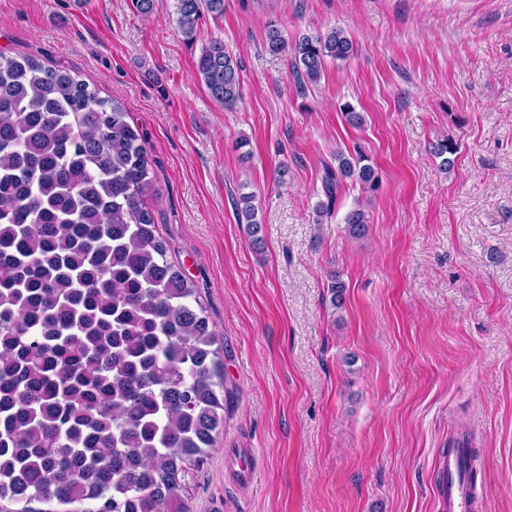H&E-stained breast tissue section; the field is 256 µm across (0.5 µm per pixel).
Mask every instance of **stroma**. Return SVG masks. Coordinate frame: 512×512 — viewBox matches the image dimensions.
<instances>
[{
	"instance_id": "obj_1",
	"label": "stroma",
	"mask_w": 512,
	"mask_h": 512,
	"mask_svg": "<svg viewBox=\"0 0 512 512\" xmlns=\"http://www.w3.org/2000/svg\"><path fill=\"white\" fill-rule=\"evenodd\" d=\"M273 21L290 41L340 27L354 53L299 90L265 46ZM213 37L241 66L231 110L196 74ZM0 53L78 76L146 140L148 205L230 392L190 512H442L439 460L457 446L478 453L473 512H512V0H224L193 42L166 5L0 0ZM444 136L459 146L445 171L430 152ZM339 151L364 152L380 185L345 181L318 224ZM358 203L368 232L352 239ZM254 195L247 194L240 197L239 202L236 203V210L239 222L241 221L240 216L245 219V223L248 224V230L253 237L255 243H260L261 238L258 235L260 232V224L256 220L257 207L254 205Z\"/></svg>"
}]
</instances>
